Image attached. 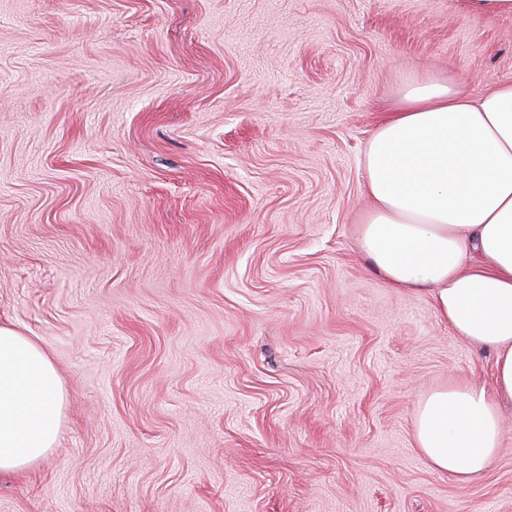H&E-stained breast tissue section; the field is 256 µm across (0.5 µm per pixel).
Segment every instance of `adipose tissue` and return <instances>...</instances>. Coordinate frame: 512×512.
<instances>
[{
	"label": "adipose tissue",
	"mask_w": 512,
	"mask_h": 512,
	"mask_svg": "<svg viewBox=\"0 0 512 512\" xmlns=\"http://www.w3.org/2000/svg\"><path fill=\"white\" fill-rule=\"evenodd\" d=\"M362 167L373 202L358 224L363 255L389 287L426 294L455 336L494 354L492 387L448 381L413 421L429 465L470 481L497 455L500 404L512 402V81L477 97L415 81L372 132ZM66 401L51 353L0 325V475L52 453Z\"/></svg>",
	"instance_id": "obj_1"
}]
</instances>
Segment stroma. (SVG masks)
Here are the masks:
<instances>
[{"label":"stroma","instance_id":"stroma-1","mask_svg":"<svg viewBox=\"0 0 512 512\" xmlns=\"http://www.w3.org/2000/svg\"><path fill=\"white\" fill-rule=\"evenodd\" d=\"M512 80L463 0H0V324L69 387L0 512H512L418 401L493 354L358 248L366 142L412 81Z\"/></svg>","mask_w":512,"mask_h":512}]
</instances>
